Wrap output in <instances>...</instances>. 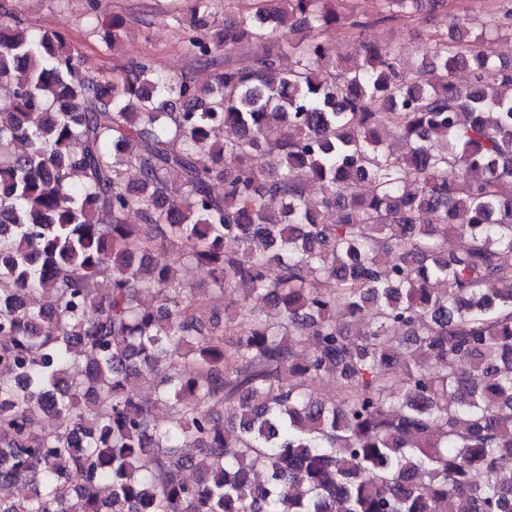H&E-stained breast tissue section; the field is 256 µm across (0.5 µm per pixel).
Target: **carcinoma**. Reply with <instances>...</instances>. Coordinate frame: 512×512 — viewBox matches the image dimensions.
<instances>
[{"instance_id": "1", "label": "carcinoma", "mask_w": 512, "mask_h": 512, "mask_svg": "<svg viewBox=\"0 0 512 512\" xmlns=\"http://www.w3.org/2000/svg\"><path fill=\"white\" fill-rule=\"evenodd\" d=\"M343 2L194 0L203 86L0 15V512H512V5L412 67L366 32L447 0L341 64ZM308 33L314 34L324 42L335 59L345 54L352 56L362 54L360 42L355 41L354 37L351 36L348 25H336L324 31H310Z\"/></svg>"}]
</instances>
